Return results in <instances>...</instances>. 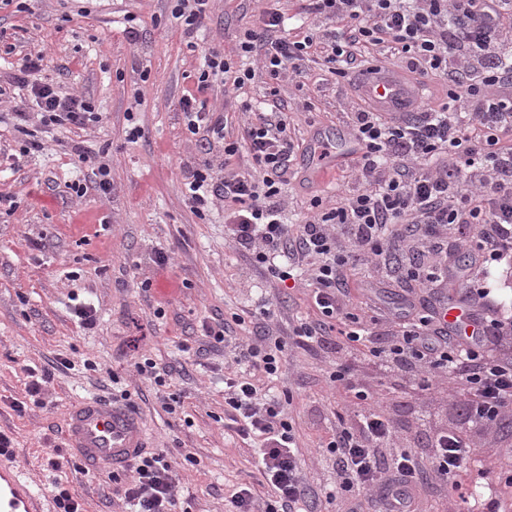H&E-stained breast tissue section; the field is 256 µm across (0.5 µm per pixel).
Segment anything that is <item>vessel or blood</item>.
Listing matches in <instances>:
<instances>
[{
    "label": "vessel or blood",
    "mask_w": 512,
    "mask_h": 512,
    "mask_svg": "<svg viewBox=\"0 0 512 512\" xmlns=\"http://www.w3.org/2000/svg\"><path fill=\"white\" fill-rule=\"evenodd\" d=\"M365 99L376 111L391 115L415 108L417 88L387 66L378 67L359 80ZM311 150L324 158L322 174H330L361 151L350 135H323ZM66 437L93 468L115 471L145 446V434L136 414L121 406L99 400L78 404L70 413ZM40 492L14 466L0 463V512H38Z\"/></svg>",
    "instance_id": "1"
}]
</instances>
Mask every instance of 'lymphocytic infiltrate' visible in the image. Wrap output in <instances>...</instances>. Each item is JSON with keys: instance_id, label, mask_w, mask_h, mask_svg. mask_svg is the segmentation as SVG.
Masks as SVG:
<instances>
[{"instance_id": "lymphocytic-infiltrate-1", "label": "lymphocytic infiltrate", "mask_w": 512, "mask_h": 512, "mask_svg": "<svg viewBox=\"0 0 512 512\" xmlns=\"http://www.w3.org/2000/svg\"><path fill=\"white\" fill-rule=\"evenodd\" d=\"M310 9L329 28L280 37L281 16L269 10L260 30L246 31L240 56L261 51L264 68L276 78L318 53L344 79L358 51L384 47L402 55L410 73L447 77L445 100L417 102L415 113L398 117L356 108L349 122L363 145L350 166L356 189L326 202L313 199L312 215L288 224L281 217L282 189L299 145L284 105L255 113L237 141L225 137L220 113L184 99L188 131L201 135L203 150L223 143L226 163L219 177L211 160H203L187 184V200L197 212L222 200L231 241L280 281L291 279V266L307 267L320 317L292 334L298 343L334 350L333 382L349 381L361 357L385 375L407 377L423 397L428 409L412 431L371 408L373 391H358L368 410L338 416L319 448L336 473L326 497L344 512H420L423 495L458 488L476 446L475 434L448 422L455 399L449 380L469 395L467 420L480 433L495 435L499 422L512 416V352L482 344L511 336L512 318L470 309L474 329L457 342L448 334L446 310L429 299L438 282L455 274L458 250L476 259L512 257V143L502 138L512 130V94L500 89L512 73V0H311ZM39 66V59L27 58L13 81L29 89L46 125L81 129L100 122L90 100L36 81ZM253 77V70L213 50L198 84L205 89L220 79L239 90ZM243 152L252 166L239 172L231 163ZM459 224L469 226V235L451 236ZM396 250L421 257L406 270L416 293L400 314L365 320L346 298L344 273L359 261L387 270ZM280 349L272 328L258 324L251 339L236 346L235 360L270 377L280 370ZM224 414L238 435L261 442L259 464L271 487L263 498L240 488L230 512H309L314 493L301 474L294 420L284 404L232 375L224 379ZM420 432L428 436L422 456L411 449ZM174 488L166 453L140 455L124 499L130 512H174Z\"/></svg>"}]
</instances>
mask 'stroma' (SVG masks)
<instances>
[{"instance_id":"obj_1","label":"stroma","mask_w":512,"mask_h":512,"mask_svg":"<svg viewBox=\"0 0 512 512\" xmlns=\"http://www.w3.org/2000/svg\"><path fill=\"white\" fill-rule=\"evenodd\" d=\"M174 0H0V432L14 441L13 463L42 492L43 512H56L53 481L65 484L84 512H125L120 491L131 476L82 465L65 437L74 404L95 398L128 406L146 431L147 453L167 451L176 472L177 512H225L233 484L251 482L266 495L257 470L258 444L224 425V378L238 369L229 347L208 348L203 324L244 317L237 329L246 340L254 322L269 316L284 347L282 371L270 386L278 397L292 396L302 474L314 490L331 482L316 448L336 429L337 414L354 411V392H379L380 408L397 424L412 425L422 406L408 382L383 376L359 362L352 386L333 387L331 369L318 347L297 345L292 328L315 320L318 310L307 283L282 282L234 247L224 229V205L197 214L186 200V181L205 155L186 126L181 108L195 95L209 51L235 57L245 31L258 28L265 9L284 14L287 27L313 23L306 0H214L200 31L186 34L173 17ZM140 33L137 41L128 27ZM41 55L40 81L91 99L102 121L85 129L44 127L30 112L28 129L41 150L22 153L25 137L13 127V111L24 99L11 75L27 55ZM278 90L290 107L288 121L301 155L299 177L286 187V218L303 223L313 197L352 190L348 168L330 177L319 173L308 148L326 132L346 129L344 112L356 94L331 74L323 56L307 61L301 73L279 78L260 74L240 91L215 81L204 97L226 115V136H242L243 102L263 101ZM141 129L128 137L130 123ZM92 146L110 169L107 193L90 189L89 162L74 146ZM88 185L85 196L72 191ZM350 296L365 313L396 312L405 305L407 283L369 266L349 270ZM486 289L484 299L512 316V263H485L477 277L468 266L448 282L449 296L464 298L462 282ZM90 303L96 324L75 318L72 299ZM172 373L169 388L156 389L138 376L140 357ZM70 361L56 371L41 396L27 400L25 367ZM95 363L86 370L84 361ZM175 395L179 413L164 400ZM25 402L24 414L9 407ZM512 420L504 421L493 445H478L463 487L481 484L502 512H512V487L500 477L512 471ZM198 460L191 467L184 453ZM58 458L59 468L49 465Z\"/></svg>"}]
</instances>
